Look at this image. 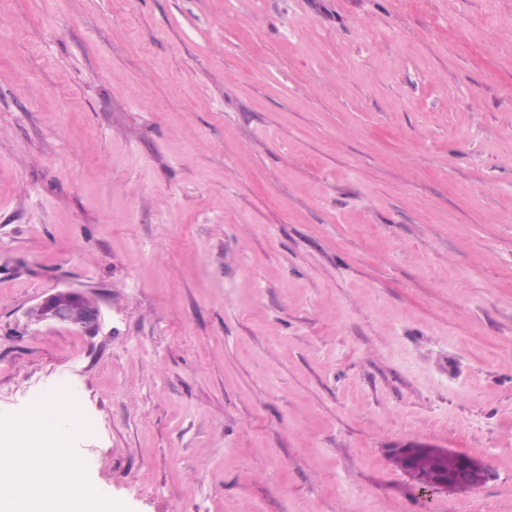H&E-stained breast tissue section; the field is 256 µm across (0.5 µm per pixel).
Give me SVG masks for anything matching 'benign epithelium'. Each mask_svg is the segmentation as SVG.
Instances as JSON below:
<instances>
[{
    "label": "benign epithelium",
    "mask_w": 512,
    "mask_h": 512,
    "mask_svg": "<svg viewBox=\"0 0 512 512\" xmlns=\"http://www.w3.org/2000/svg\"><path fill=\"white\" fill-rule=\"evenodd\" d=\"M29 316L36 324H61L82 331L94 330L100 321L101 310L86 294L72 289H61L45 296L34 305ZM457 473L436 482L415 479L422 491H468L475 490L488 480V471L478 459L467 454H454Z\"/></svg>",
    "instance_id": "1"
}]
</instances>
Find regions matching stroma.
<instances>
[{"mask_svg": "<svg viewBox=\"0 0 512 512\" xmlns=\"http://www.w3.org/2000/svg\"><path fill=\"white\" fill-rule=\"evenodd\" d=\"M60 383L112 512H512V0H0V413ZM29 316L36 324H61L82 331H92L99 324L101 310L83 292L61 289L48 294L34 305ZM452 453L455 459V468H458L457 473L443 477L431 484L419 478L426 477L436 480L439 474L447 472L446 465H448V469L451 467L449 459L445 462L447 455L441 458H424L413 463L412 466H415L419 477H416L414 481L420 490L423 492L434 490L450 492L451 489L456 492L475 490L488 480V471L481 461L467 454ZM453 456L448 454V458H453ZM428 486L432 487L428 489Z\"/></svg>", "mask_w": 512, "mask_h": 512, "instance_id": "stroma-1", "label": "stroma"}]
</instances>
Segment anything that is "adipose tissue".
Returning <instances> with one entry per match:
<instances>
[{
	"label": "adipose tissue",
	"mask_w": 512,
	"mask_h": 512,
	"mask_svg": "<svg viewBox=\"0 0 512 512\" xmlns=\"http://www.w3.org/2000/svg\"><path fill=\"white\" fill-rule=\"evenodd\" d=\"M53 416L0 414V512H103L106 488L69 464L76 409L49 393Z\"/></svg>",
	"instance_id": "adipose-tissue-1"
}]
</instances>
